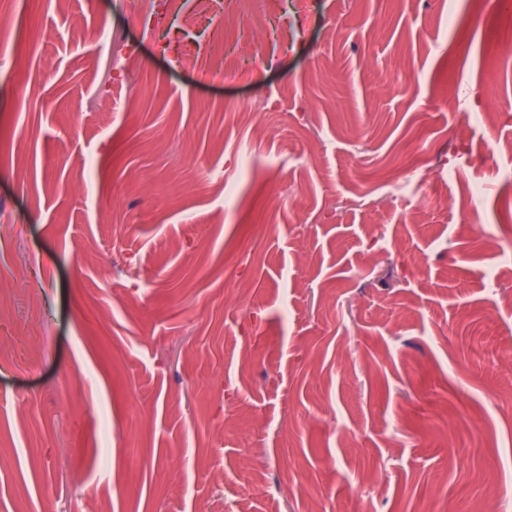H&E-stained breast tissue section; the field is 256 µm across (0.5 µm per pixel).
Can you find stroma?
I'll return each instance as SVG.
<instances>
[{
    "mask_svg": "<svg viewBox=\"0 0 512 512\" xmlns=\"http://www.w3.org/2000/svg\"><path fill=\"white\" fill-rule=\"evenodd\" d=\"M0 27V512H512V0Z\"/></svg>",
    "mask_w": 512,
    "mask_h": 512,
    "instance_id": "35a3bbf8",
    "label": "stroma"
}]
</instances>
